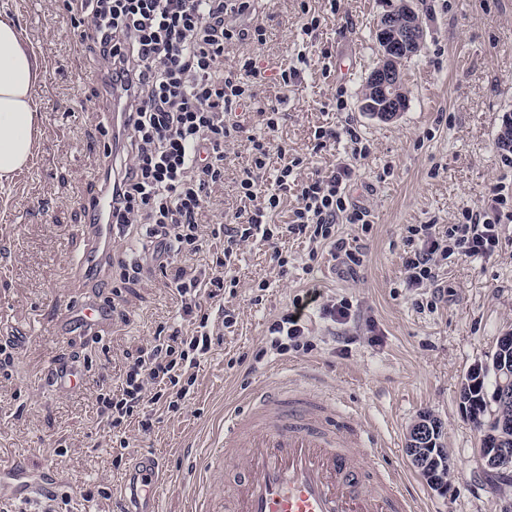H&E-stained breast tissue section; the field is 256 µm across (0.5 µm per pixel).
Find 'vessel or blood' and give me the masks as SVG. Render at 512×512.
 I'll return each mask as SVG.
<instances>
[{
	"label": "vessel or blood",
	"mask_w": 512,
	"mask_h": 512,
	"mask_svg": "<svg viewBox=\"0 0 512 512\" xmlns=\"http://www.w3.org/2000/svg\"><path fill=\"white\" fill-rule=\"evenodd\" d=\"M90 222L87 249L73 263V285L89 281L93 256L107 257L111 225L100 223L109 200L104 192L84 196ZM73 316L95 331L110 321L109 309L73 305ZM76 371L57 362L48 377L61 391L76 388ZM161 463L141 453L132 467L128 505L117 512H157ZM223 474L226 512H415L400 488L401 476L378 450L365 419L330 405L319 390L280 384L253 389L243 405L224 415V439L206 449L199 465L202 485ZM54 481L30 482L25 471L0 468V495L45 496Z\"/></svg>",
	"instance_id": "vessel-or-blood-1"
}]
</instances>
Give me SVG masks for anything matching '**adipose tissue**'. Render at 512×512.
<instances>
[{
	"instance_id": "obj_1",
	"label": "adipose tissue",
	"mask_w": 512,
	"mask_h": 512,
	"mask_svg": "<svg viewBox=\"0 0 512 512\" xmlns=\"http://www.w3.org/2000/svg\"><path fill=\"white\" fill-rule=\"evenodd\" d=\"M41 65L20 29L0 18V181L26 168L35 152L41 114L35 88Z\"/></svg>"
}]
</instances>
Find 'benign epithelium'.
Returning <instances> with one entry per match:
<instances>
[{
  "label": "benign epithelium",
  "mask_w": 512,
  "mask_h": 512,
  "mask_svg": "<svg viewBox=\"0 0 512 512\" xmlns=\"http://www.w3.org/2000/svg\"><path fill=\"white\" fill-rule=\"evenodd\" d=\"M402 8L385 11L376 26L379 35L380 60L367 75L372 84L373 99L365 102L366 111L383 121L395 118L403 111L400 94L403 77L400 68L394 65L398 57H410L421 51L426 38V30L413 0H400ZM499 389L497 403L507 405L512 402V368L504 365L497 371ZM497 432L485 440L479 449V460L492 470L502 461L512 457V416L501 413L496 416ZM429 485L438 491L449 486V474L441 468H433L428 473Z\"/></svg>",
  "instance_id": "obj_1"
}]
</instances>
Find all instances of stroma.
Instances as JSON below:
<instances>
[{"instance_id":"1","label":"stroma","mask_w":512,"mask_h":512,"mask_svg":"<svg viewBox=\"0 0 512 512\" xmlns=\"http://www.w3.org/2000/svg\"><path fill=\"white\" fill-rule=\"evenodd\" d=\"M393 2L258 0L256 13L241 23L261 25L264 44H225V70L238 71L251 55L262 74L244 78L253 93L251 113L226 146L224 179L211 186L199 223L231 222L241 206L237 183L248 139L265 137L304 158L311 173L352 161L351 194L373 226L364 235L347 224L341 230L359 236L366 261L353 273L327 254L312 262L307 242L290 238L280 243L288 257L283 274L265 245L244 243L233 268L239 286L224 297L235 324L216 325L220 340L203 359L182 410L147 431L130 423L121 445L97 421L98 391L122 377L159 329L179 322L168 277L210 269L214 258L202 252L178 259L167 277L124 281L121 266L138 236L117 239L104 286L85 292L86 300L113 307L111 321L95 336L79 329L61 334L60 314L76 300L69 267L85 248L79 231L89 218L82 198L107 157L122 158L126 135L106 123L112 90L99 67V47L74 35L62 0H0V15L15 22L42 64L35 157L0 183V314L27 333L12 349L10 371L0 375V467L20 464L31 476L58 480L73 512H114L116 499L103 498L102 489L119 490L135 458L148 450L168 475L159 512H190L196 462L223 437L226 409L267 379L313 378L338 404L368 418L423 512H512V483L492 490L476 453L478 434L459 408L466 374L488 364L498 337L512 329V223L504 225L491 260L449 258L436 305H427L428 289L405 287L402 273L405 225L455 224L465 210L487 203L493 186L512 193V153L495 144L512 116V0H415L425 44L401 66L406 109L382 121L362 112L361 99L378 62L376 25ZM307 11L320 19L309 35L302 30ZM291 65L301 78L281 88L275 76ZM273 107L284 118L271 131L263 114ZM322 126L336 129L338 138L316 153L314 133ZM349 128L369 150L363 159L351 158ZM312 285L352 301L356 321L349 331L356 342L342 345L339 326L316 317L312 351L266 350L268 324ZM62 358L82 370L76 390L43 383ZM424 412L443 424L452 464L445 493L432 490L406 454L408 429Z\"/></svg>"}]
</instances>
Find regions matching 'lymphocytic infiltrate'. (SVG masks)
Wrapping results in <instances>:
<instances>
[{
	"label": "lymphocytic infiltrate",
	"mask_w": 512,
	"mask_h": 512,
	"mask_svg": "<svg viewBox=\"0 0 512 512\" xmlns=\"http://www.w3.org/2000/svg\"><path fill=\"white\" fill-rule=\"evenodd\" d=\"M79 38L100 46L102 66L126 134L127 154L120 167L109 169L110 207L105 223L118 233L137 230L142 246L126 271L165 274L178 256L213 251L208 275L184 274L174 283L181 321L155 336L129 363L108 393L96 399L97 416L120 431L131 419L150 429L155 412H175L197 379L196 370L213 344L210 315L203 301L224 304L225 292L238 285L232 273L241 246L264 242L271 260L286 266L278 243L284 238L312 243L310 259L320 248L349 269L362 267L359 245L339 233L340 224L371 227L366 211L352 201V165L302 175L304 161L268 139L249 141L250 165L238 181L244 206L230 224L204 229L198 214L211 185L224 177V147L242 129L240 112L253 95L238 74L224 69L226 43L263 44L261 26L244 28L240 16L252 13L255 0H65ZM279 158L272 193H263L261 178L272 158ZM297 206L286 224L272 223L287 196ZM512 223V201L494 187L490 204L466 210L463 220L445 227L407 225L402 258L405 282L411 288L437 287L443 262L460 254L491 259L503 225ZM320 309L334 324L345 326L356 313L350 300H323L319 290L296 295L291 306L269 323L271 349L285 354L310 350L307 319Z\"/></svg>",
	"instance_id": "obj_1"
}]
</instances>
